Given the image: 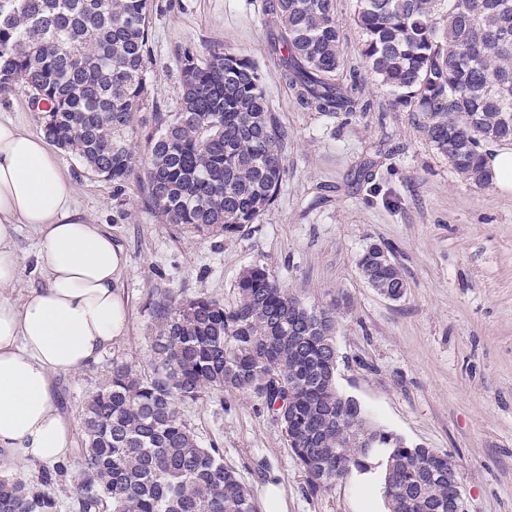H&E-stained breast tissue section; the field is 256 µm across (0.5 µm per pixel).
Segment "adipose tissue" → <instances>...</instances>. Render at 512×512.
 Segmentation results:
<instances>
[{"mask_svg": "<svg viewBox=\"0 0 512 512\" xmlns=\"http://www.w3.org/2000/svg\"><path fill=\"white\" fill-rule=\"evenodd\" d=\"M23 224L39 237L42 284L17 301L7 291L19 278L14 236ZM125 268L122 247L80 210L46 140L0 120V468L56 463L71 452L76 428L56 381L124 337L117 283Z\"/></svg>", "mask_w": 512, "mask_h": 512, "instance_id": "ef3b65f1", "label": "adipose tissue"}]
</instances>
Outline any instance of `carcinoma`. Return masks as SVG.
Here are the masks:
<instances>
[{
	"label": "carcinoma",
	"mask_w": 512,
	"mask_h": 512,
	"mask_svg": "<svg viewBox=\"0 0 512 512\" xmlns=\"http://www.w3.org/2000/svg\"><path fill=\"white\" fill-rule=\"evenodd\" d=\"M269 49L299 103L355 112L342 69L335 0H267ZM360 54L395 100L428 115L427 138L458 174L492 184L482 145H512V0H357ZM151 0H16L0 8V96L29 94L44 137L122 186L143 169L144 204L199 237L257 224L278 198L287 134L251 60L213 47L177 56L179 108H159L149 76ZM150 113L151 121L137 119ZM143 140V165L131 143ZM374 288L402 297L399 267L377 245L358 261ZM308 306L254 266L231 306L169 294L154 303L146 373L120 362L87 399L71 512H257L223 449L200 445L180 405L249 395L280 425L312 495L380 470L387 512H447L448 455L395 443L336 385V312ZM367 426L375 448L341 438ZM0 476V512H61L51 487Z\"/></svg>",
	"instance_id": "1"
}]
</instances>
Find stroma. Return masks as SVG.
Returning a JSON list of instances; mask_svg holds the SVG:
<instances>
[{"instance_id":"obj_1","label":"stroma","mask_w":512,"mask_h":512,"mask_svg":"<svg viewBox=\"0 0 512 512\" xmlns=\"http://www.w3.org/2000/svg\"><path fill=\"white\" fill-rule=\"evenodd\" d=\"M266 0H153L151 79L163 109L180 104L176 58L213 45L256 61L288 144L273 209L231 237L202 239L160 223L141 182L122 187L58 152L79 207L123 247L118 282L125 338L81 373L59 379L63 411L82 406L116 361L151 368L152 304L165 292L233 305L245 268L259 265L309 305L344 297L336 314V382L370 418L451 457L468 512H512V192L465 181L430 145L424 113L396 104L360 55L356 0H336L342 77L366 107L302 108L268 53ZM390 251L406 282L393 300L358 269L370 245ZM203 446L224 450L253 497L284 491L287 512H385L376 475L313 496L280 426L242 393L181 408ZM267 468L258 471L256 460Z\"/></svg>"}]
</instances>
